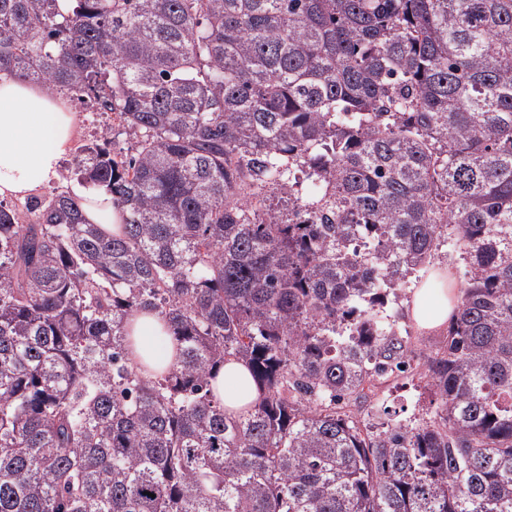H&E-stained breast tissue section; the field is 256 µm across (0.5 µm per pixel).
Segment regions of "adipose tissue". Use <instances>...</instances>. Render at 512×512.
I'll return each mask as SVG.
<instances>
[{"label": "adipose tissue", "mask_w": 512, "mask_h": 512, "mask_svg": "<svg viewBox=\"0 0 512 512\" xmlns=\"http://www.w3.org/2000/svg\"><path fill=\"white\" fill-rule=\"evenodd\" d=\"M79 116L41 87L0 75V197L22 198L57 178L74 149ZM457 290L444 267L433 268L412 295L410 315L419 331L447 326ZM225 408L237 412L259 397L243 362H225L211 382Z\"/></svg>", "instance_id": "1"}]
</instances>
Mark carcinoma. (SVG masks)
<instances>
[{"label": "carcinoma", "mask_w": 512, "mask_h": 512, "mask_svg": "<svg viewBox=\"0 0 512 512\" xmlns=\"http://www.w3.org/2000/svg\"><path fill=\"white\" fill-rule=\"evenodd\" d=\"M2 72L137 142L72 171L119 235L0 203V512H512V0H0ZM450 240L435 415L364 428L340 405L410 368L388 306ZM83 214L91 224H98L107 234L121 231L122 212L112 201V196L104 191L94 192L85 197ZM135 324L136 332L135 338V354H148L151 353L153 348L151 345V338L156 336V329L161 328L158 318L153 314L139 313L132 318ZM210 383L214 395L224 402L225 408L233 412L254 404L259 397L257 387L241 361L224 362V367Z\"/></svg>", "instance_id": "cac0c4a2"}]
</instances>
